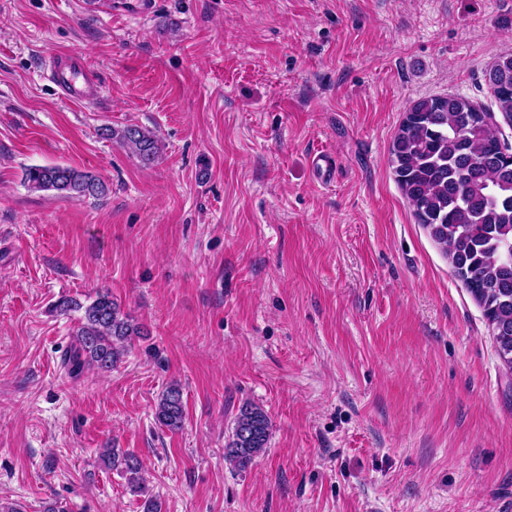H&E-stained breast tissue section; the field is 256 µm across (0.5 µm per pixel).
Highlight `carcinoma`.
Segmentation results:
<instances>
[{
  "label": "carcinoma",
  "mask_w": 512,
  "mask_h": 512,
  "mask_svg": "<svg viewBox=\"0 0 512 512\" xmlns=\"http://www.w3.org/2000/svg\"><path fill=\"white\" fill-rule=\"evenodd\" d=\"M488 79L499 86L492 94L505 120L512 122V53L500 57ZM492 114L465 98L423 97L408 109L395 135L391 162L395 179L419 223L448 255L455 275L483 309L499 356H512V153L491 127ZM145 164L155 161L160 145L140 126L105 129ZM32 191L60 196L99 198L107 186L90 171L64 165H35L23 173ZM60 314L82 312L68 359L71 372H109L129 343L147 329L101 289L83 304L64 298L53 305ZM159 425L173 431L184 421L183 393L171 385L155 409ZM271 422L260 407L240 409L225 459L244 470L265 448ZM105 465L125 475L134 493L142 492V465L135 454L107 448Z\"/></svg>",
  "instance_id": "cac0c4a2"
}]
</instances>
